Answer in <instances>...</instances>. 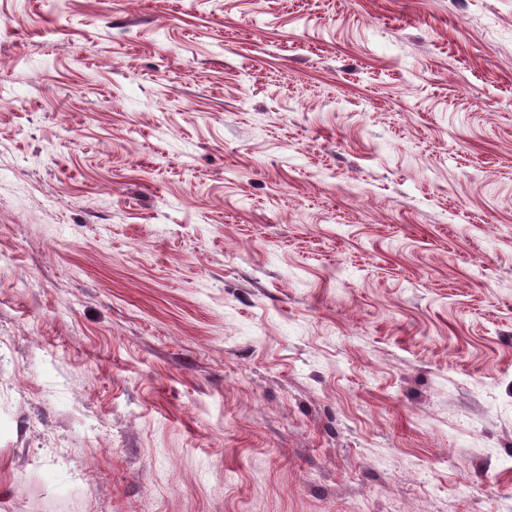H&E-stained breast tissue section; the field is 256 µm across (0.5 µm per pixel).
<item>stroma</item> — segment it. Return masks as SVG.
<instances>
[{
  "instance_id": "obj_1",
  "label": "stroma",
  "mask_w": 512,
  "mask_h": 512,
  "mask_svg": "<svg viewBox=\"0 0 512 512\" xmlns=\"http://www.w3.org/2000/svg\"><path fill=\"white\" fill-rule=\"evenodd\" d=\"M0 512H512V0H0Z\"/></svg>"
}]
</instances>
